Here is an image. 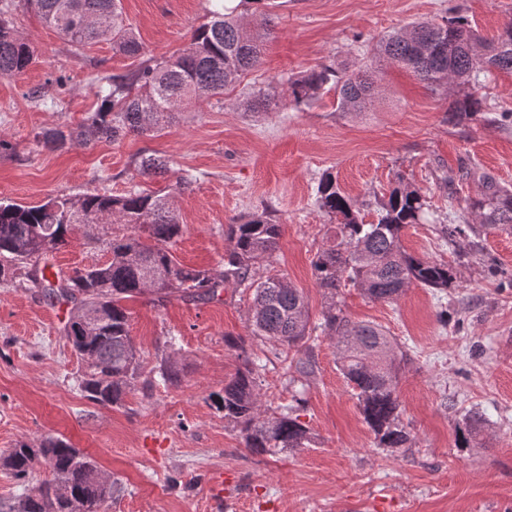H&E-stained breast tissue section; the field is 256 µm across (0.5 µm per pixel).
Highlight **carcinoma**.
Masks as SVG:
<instances>
[{
    "label": "carcinoma",
    "instance_id": "cac0c4a2",
    "mask_svg": "<svg viewBox=\"0 0 512 512\" xmlns=\"http://www.w3.org/2000/svg\"><path fill=\"white\" fill-rule=\"evenodd\" d=\"M48 25L79 49L101 38L112 39V49L136 58L143 46L123 17L121 0H24ZM13 3L0 0V76L23 73L35 60L29 42L21 38L8 18ZM209 20L193 29L186 48L177 56L142 64L121 76L101 79L96 95L101 107L87 118L76 134L86 133L105 141L129 135L162 131L173 112L185 103L224 95V88L260 64V46L273 33L269 21L252 26L237 9H215ZM493 54L480 58L474 46ZM377 54L411 72L419 81L442 87L456 80L461 94L449 111L457 121L487 111L468 91L470 84L488 78L492 71L512 73V20L492 39L483 38L462 16L441 22L423 21L409 29L395 30L381 39ZM378 71L358 69L339 74L324 65L288 83V99L299 107L315 98L328 84L338 90L343 112H361L380 88ZM138 172L148 178L172 172L169 162L155 155L135 160ZM475 177L480 189L467 209L476 223L467 225L479 237L486 228L512 229V189L488 173L465 172ZM319 208L329 217H341L328 244L316 256L313 268L317 285L328 299L322 314L323 330L336 343L339 370L352 384L360 412L379 448H406L410 432L401 420L397 380L406 356L398 355L382 329L350 320L337 301L347 281L370 299L396 300L412 284L442 290L453 283L448 266L405 251L401 232L417 224L426 202L415 189L397 188L380 204L378 222L366 224L359 209L346 196L332 174H325L316 189ZM122 224L128 232L104 242L109 253L103 264L60 272L49 280L39 261L69 244L82 224L106 221ZM184 233L170 195L148 194L135 189L122 195L106 192L80 197L60 195L39 205L0 200V283H17L15 269L28 265L24 280L51 299L73 303L64 336L84 364L79 387L95 404L120 406L140 371V355L129 331V314L123 301L151 293L162 303L174 294L193 301H209L220 288L232 284L252 291L248 310L251 335L261 336L294 353L296 371L304 378L314 373L312 346L307 341L310 316L305 296L277 274L257 281L253 266L271 262L279 250L282 225L255 213L226 225L229 248L224 271L186 267L172 248ZM104 309L94 333L82 328L86 310ZM212 406L224 412V420L240 428L244 448L253 454L306 448L312 442L309 427L295 406L262 416L257 364L249 359L224 384L209 395ZM477 418H464L457 430V447L468 448L476 433ZM51 469L52 479L35 493H25L4 505L5 512H104V504L120 491L117 481L102 487L97 463L67 441L47 437L38 448L24 442L0 456V466L22 484L39 464ZM65 486L72 501H62L56 487ZM81 505L76 511L71 502Z\"/></svg>",
    "mask_w": 512,
    "mask_h": 512
}]
</instances>
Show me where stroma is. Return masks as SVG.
Wrapping results in <instances>:
<instances>
[{
    "mask_svg": "<svg viewBox=\"0 0 512 512\" xmlns=\"http://www.w3.org/2000/svg\"><path fill=\"white\" fill-rule=\"evenodd\" d=\"M274 2L260 68L222 100L190 103L157 137L86 145L69 139L51 149L37 144V134L76 130L100 106L95 80L137 62L113 53L107 39L74 48L33 10L17 8L13 22L35 61L20 75L0 77V199L35 205L59 194L163 191L167 181L134 167L140 155L163 156L175 174L196 178L192 190L173 197L185 226L173 247L177 260L222 271L225 224L267 213L283 235L273 265H257L254 274L272 271L301 288L316 323L326 298L313 260L331 227L315 201L319 179L332 174L368 224L394 189L418 190L429 214L403 229L402 244L451 266V287L414 284L390 302L350 285L339 294L351 320L381 327L409 357L397 392L410 447H376L326 334L314 342V375L296 385L291 354L251 335L248 297L234 286L205 303L173 296L158 305L149 294L127 301L142 374L117 408L88 401L77 387L81 361L62 332L70 303L0 284V453L20 442L35 448L48 436L65 439L119 480L106 512H512V232L490 228L451 243L439 224L448 211L465 212L479 190L462 178L463 167L512 186V123L450 121L457 88L429 87L372 56L385 34L426 19L462 16L493 37L512 19V0ZM122 7L149 60L180 52L210 4L122 0ZM368 63L383 80L365 111H340L328 89L308 106L283 98L247 108L255 87L283 91L323 64L341 73ZM35 91L49 105L35 106ZM124 232L120 225L80 228L49 255L46 276L104 263L103 238ZM248 354L266 365L259 379L265 409L300 399L310 447L252 454L239 428L212 407L210 394L223 390ZM167 357L178 363L177 382L153 384ZM470 410L481 430L471 447L460 448L457 429ZM173 477L179 486L170 485Z\"/></svg>",
    "mask_w": 512,
    "mask_h": 512,
    "instance_id": "35a3bbf8",
    "label": "stroma"
}]
</instances>
